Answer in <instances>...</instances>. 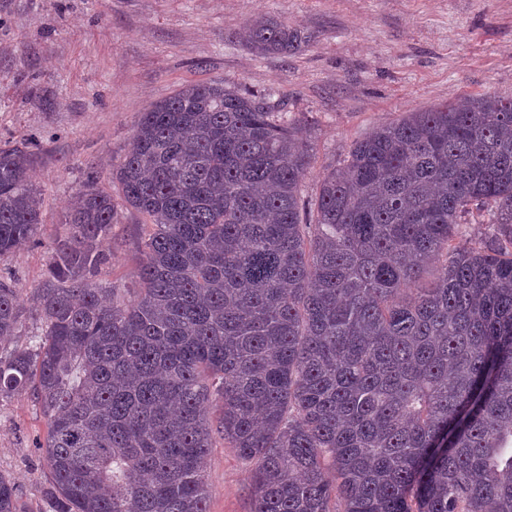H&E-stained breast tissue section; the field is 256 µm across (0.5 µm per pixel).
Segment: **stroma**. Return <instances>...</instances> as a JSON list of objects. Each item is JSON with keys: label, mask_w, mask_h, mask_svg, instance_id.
Wrapping results in <instances>:
<instances>
[{"label": "stroma", "mask_w": 512, "mask_h": 512, "mask_svg": "<svg viewBox=\"0 0 512 512\" xmlns=\"http://www.w3.org/2000/svg\"><path fill=\"white\" fill-rule=\"evenodd\" d=\"M260 14L304 31L307 46L288 57L253 51L237 34ZM211 81L270 93L301 128L310 198L378 126L478 94L512 96V0H0V145L35 139L30 175L42 198L36 242L0 256V278L22 301L12 345L29 342L34 292L89 176L116 211L94 281L134 299L150 227L113 174L142 112ZM45 435L29 395L0 401V473L16 481L25 512H51ZM254 468L215 437L208 512H253Z\"/></svg>", "instance_id": "obj_1"}]
</instances>
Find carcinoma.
Here are the masks:
<instances>
[{
    "instance_id": "1",
    "label": "carcinoma",
    "mask_w": 512,
    "mask_h": 512,
    "mask_svg": "<svg viewBox=\"0 0 512 512\" xmlns=\"http://www.w3.org/2000/svg\"><path fill=\"white\" fill-rule=\"evenodd\" d=\"M239 37L307 43L270 17ZM30 146H0V256L41 224ZM309 165L266 93L156 102L116 170L154 226L129 303L90 279L112 196L90 179L72 199L41 331L0 350V400L29 393L47 421L53 512H207L216 433L255 462L253 512H512V98L381 126L307 201ZM20 306L0 280V342ZM0 512H23L1 473Z\"/></svg>"
}]
</instances>
